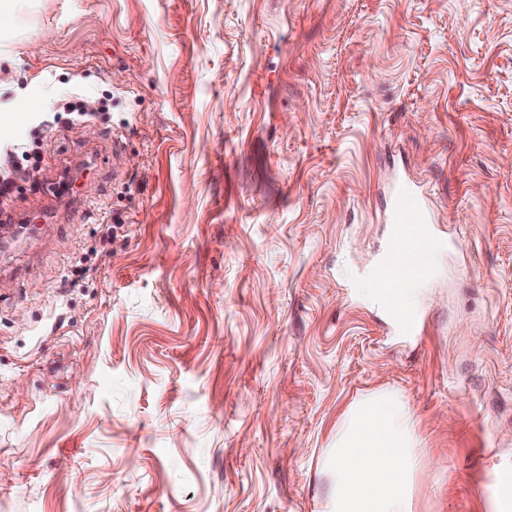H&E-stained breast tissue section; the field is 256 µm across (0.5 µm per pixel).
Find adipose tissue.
Returning <instances> with one entry per match:
<instances>
[{"mask_svg":"<svg viewBox=\"0 0 512 512\" xmlns=\"http://www.w3.org/2000/svg\"><path fill=\"white\" fill-rule=\"evenodd\" d=\"M423 448L399 392L381 390L352 403L324 459L333 487L322 512H411Z\"/></svg>","mask_w":512,"mask_h":512,"instance_id":"1","label":"adipose tissue"}]
</instances>
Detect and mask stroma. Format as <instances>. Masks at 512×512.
<instances>
[{"label": "stroma", "instance_id": "stroma-1", "mask_svg": "<svg viewBox=\"0 0 512 512\" xmlns=\"http://www.w3.org/2000/svg\"><path fill=\"white\" fill-rule=\"evenodd\" d=\"M14 3L0 145L43 162L0 223L47 226L0 250V512H320L387 389L412 512H512V0ZM75 87L106 111L51 124ZM401 174L449 243L416 336L366 295Z\"/></svg>", "mask_w": 512, "mask_h": 512}]
</instances>
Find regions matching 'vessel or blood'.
<instances>
[{"mask_svg": "<svg viewBox=\"0 0 512 512\" xmlns=\"http://www.w3.org/2000/svg\"><path fill=\"white\" fill-rule=\"evenodd\" d=\"M385 221L390 226L387 247L371 273L379 301L391 313L394 326L412 334L420 328L419 311L416 306L405 305L401 295L405 288L429 277V265L418 261L417 256L434 251L438 245L418 182L408 177L396 181L389 194Z\"/></svg>", "mask_w": 512, "mask_h": 512, "instance_id": "b4317fda", "label": "vessel or blood"}]
</instances>
